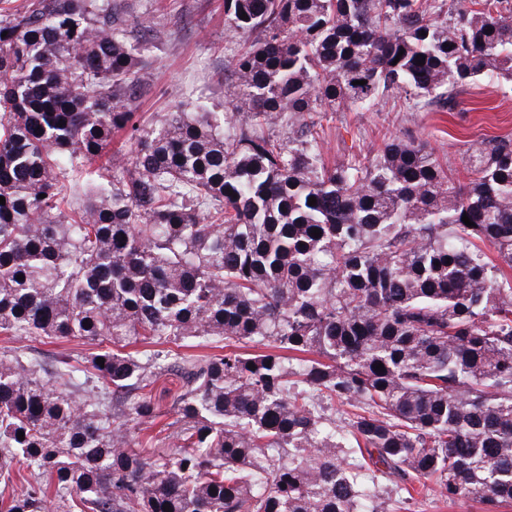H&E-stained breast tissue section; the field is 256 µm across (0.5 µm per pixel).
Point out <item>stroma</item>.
I'll return each instance as SVG.
<instances>
[{
  "label": "stroma",
  "mask_w": 512,
  "mask_h": 512,
  "mask_svg": "<svg viewBox=\"0 0 512 512\" xmlns=\"http://www.w3.org/2000/svg\"><path fill=\"white\" fill-rule=\"evenodd\" d=\"M138 25L127 41L146 59L134 107L158 121L175 106L204 107L225 113V89L233 79V58L245 40L224 21V0H114ZM164 26L170 41L144 36L146 28ZM313 119L324 136L326 161L349 155L373 158L383 138L399 136L427 142L452 177H465L468 155L494 137L512 138V83L482 77L466 87L460 105L407 112L397 98L368 111L340 109Z\"/></svg>",
  "instance_id": "1"
}]
</instances>
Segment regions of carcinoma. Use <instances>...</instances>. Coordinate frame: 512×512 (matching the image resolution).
<instances>
[{
	"mask_svg": "<svg viewBox=\"0 0 512 512\" xmlns=\"http://www.w3.org/2000/svg\"><path fill=\"white\" fill-rule=\"evenodd\" d=\"M224 16L254 36L229 136L210 112L141 124L145 62L112 0H0V335L89 346L51 366L0 348V480L21 483L0 512H393L417 495L497 512L512 140L476 148L464 181L394 137L329 164L312 114L512 82V0H224ZM192 339L224 354L181 353ZM167 372L183 387L161 438Z\"/></svg>",
	"mask_w": 512,
	"mask_h": 512,
	"instance_id": "obj_1",
	"label": "carcinoma"
}]
</instances>
